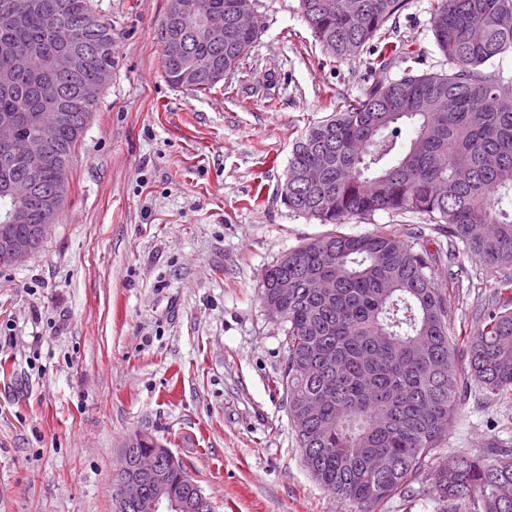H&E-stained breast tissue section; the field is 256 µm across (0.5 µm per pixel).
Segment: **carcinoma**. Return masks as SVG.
<instances>
[{
    "label": "carcinoma",
    "mask_w": 512,
    "mask_h": 512,
    "mask_svg": "<svg viewBox=\"0 0 512 512\" xmlns=\"http://www.w3.org/2000/svg\"><path fill=\"white\" fill-rule=\"evenodd\" d=\"M204 19L228 27L240 7L255 0H188ZM410 0H300L315 41L338 61L384 44L377 57L385 71L403 57L394 81H378L356 98L336 100V112L310 125L295 141L288 170L320 169L316 181L284 180L288 208L321 224L369 219L378 212L423 216L448 238L451 288H439L440 253L416 250L394 227L367 233H332L304 245L308 264L284 258L264 273L261 297L288 289L280 319L288 345L278 379L295 423L303 463L329 492L358 512L410 484L437 462L433 494L442 512H512V444L499 439L476 455L438 456L439 445L473 385L499 401H512V277L505 276L460 338L450 333L455 302L450 289L473 284L464 260L488 270L512 264V77L497 61L512 53V0H436L430 24L450 67L417 70L419 55L402 54L388 26ZM231 31L221 44L197 42L189 33L187 57L162 49V70L173 87L205 92L211 80H191L189 67L243 68L262 33ZM112 63V25L93 0H0V41H12L31 60L28 71L0 88V117L19 133L47 95L71 87V78L48 65L70 48L74 34ZM101 93L69 95L78 115L58 132L41 163L8 156L0 147V210L13 206L1 193L28 180L50 186L69 179L75 154ZM413 136L400 141L401 125Z\"/></svg>",
    "instance_id": "1"
}]
</instances>
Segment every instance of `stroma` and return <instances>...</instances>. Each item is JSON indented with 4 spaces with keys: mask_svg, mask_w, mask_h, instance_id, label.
<instances>
[{
    "mask_svg": "<svg viewBox=\"0 0 512 512\" xmlns=\"http://www.w3.org/2000/svg\"><path fill=\"white\" fill-rule=\"evenodd\" d=\"M435 0H410L399 40L419 71L447 70ZM112 25V81L44 243L0 267V512H113L125 438L158 437L215 512H355L307 471L277 380L288 349L262 299L265 270L331 232L393 224L414 248L445 244L414 213L334 226L288 209L294 140L382 73L378 48L322 51L299 0H257L247 65L206 92L171 87L159 30L167 0H94ZM455 299L461 336L497 285L477 261ZM512 441V406H462L442 454ZM424 469L371 512H441Z\"/></svg>",
    "mask_w": 512,
    "mask_h": 512,
    "instance_id": "1",
    "label": "stroma"
}]
</instances>
